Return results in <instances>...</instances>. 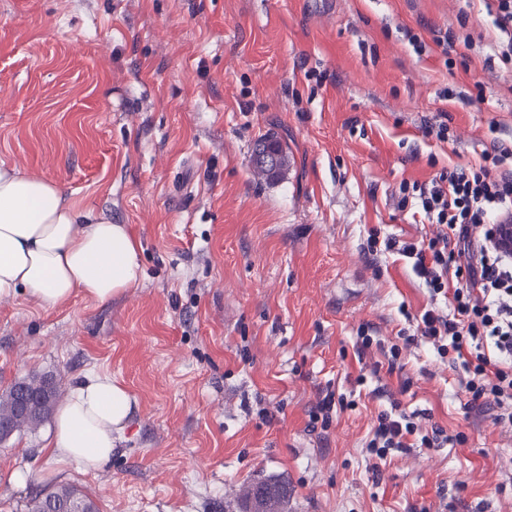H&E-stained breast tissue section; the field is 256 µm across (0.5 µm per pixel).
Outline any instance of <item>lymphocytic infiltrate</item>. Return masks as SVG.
<instances>
[{"label":"lymphocytic infiltrate","mask_w":512,"mask_h":512,"mask_svg":"<svg viewBox=\"0 0 512 512\" xmlns=\"http://www.w3.org/2000/svg\"><path fill=\"white\" fill-rule=\"evenodd\" d=\"M479 166L444 168L430 181L399 185L400 205L414 204L433 237L417 242L378 241L411 262L431 297L450 299V311L426 309L416 335L465 373L469 407L497 408V423L512 425V147L493 142ZM443 429L420 432L392 402L381 412L366 448L377 458L410 448H438Z\"/></svg>","instance_id":"f902f5d3"}]
</instances>
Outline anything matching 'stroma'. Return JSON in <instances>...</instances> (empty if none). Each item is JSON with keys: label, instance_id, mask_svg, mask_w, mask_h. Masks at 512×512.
Here are the masks:
<instances>
[{"label": "stroma", "instance_id": "1", "mask_svg": "<svg viewBox=\"0 0 512 512\" xmlns=\"http://www.w3.org/2000/svg\"><path fill=\"white\" fill-rule=\"evenodd\" d=\"M442 108L444 142L425 133ZM272 132L288 170L261 181ZM496 137L512 141V73L482 0H0V161L126 225L142 267L103 304L0 299V388L39 373L66 393L97 370L135 401L93 474L56 472L48 422L1 444L0 512L60 481L100 512H239L256 481L287 483L288 512H512V431L407 343L399 308L428 292L367 247L374 229L432 236L400 183L481 163ZM364 324L400 368L357 356ZM322 389L341 405L314 431ZM393 398L448 444L371 457ZM267 149H272L280 153L281 161L278 167L266 166L260 158L259 152ZM288 168V147L274 136L269 135L261 139L255 146L254 150V169L256 174L261 178H275L278 177L282 172Z\"/></svg>", "mask_w": 512, "mask_h": 512}]
</instances>
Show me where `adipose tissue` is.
<instances>
[{"mask_svg":"<svg viewBox=\"0 0 512 512\" xmlns=\"http://www.w3.org/2000/svg\"><path fill=\"white\" fill-rule=\"evenodd\" d=\"M139 245L125 225L91 217L54 183L0 162V298L53 307L74 295L105 303L138 287ZM132 411L129 393L97 371L58 408L46 451L57 469H103Z\"/></svg>","mask_w":512,"mask_h":512,"instance_id":"obj_1","label":"adipose tissue"}]
</instances>
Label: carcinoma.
<instances>
[{"mask_svg": "<svg viewBox=\"0 0 512 512\" xmlns=\"http://www.w3.org/2000/svg\"><path fill=\"white\" fill-rule=\"evenodd\" d=\"M272 149L280 153L278 167L265 165L259 152ZM288 168V147L274 135L261 139L254 150V169L262 178H275ZM24 385L32 405L19 408L16 387ZM61 397L60 382L48 375L30 374L20 382L0 391V423L11 426L13 432L34 433L53 414ZM239 499L243 512H288V486L283 483L257 482L244 486ZM99 512L95 501L75 485L59 482L45 491L31 495L25 512Z\"/></svg>", "mask_w": 512, "mask_h": 512, "instance_id": "1", "label": "carcinoma"}]
</instances>
